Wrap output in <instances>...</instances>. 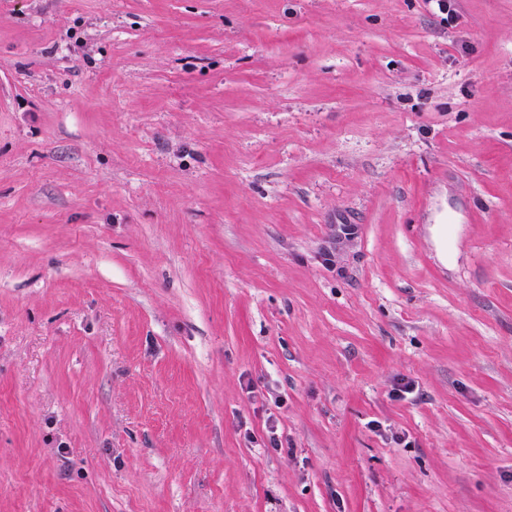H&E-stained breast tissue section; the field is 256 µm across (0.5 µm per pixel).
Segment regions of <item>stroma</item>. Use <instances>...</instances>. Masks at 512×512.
I'll list each match as a JSON object with an SVG mask.
<instances>
[{
    "instance_id": "stroma-1",
    "label": "stroma",
    "mask_w": 512,
    "mask_h": 512,
    "mask_svg": "<svg viewBox=\"0 0 512 512\" xmlns=\"http://www.w3.org/2000/svg\"><path fill=\"white\" fill-rule=\"evenodd\" d=\"M449 6L0 0V512H512V0Z\"/></svg>"
}]
</instances>
